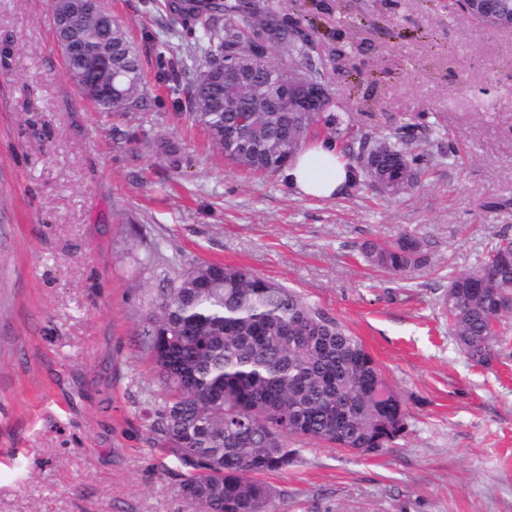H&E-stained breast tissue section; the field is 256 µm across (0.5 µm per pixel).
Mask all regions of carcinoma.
<instances>
[{"label":"carcinoma","mask_w":512,"mask_h":512,"mask_svg":"<svg viewBox=\"0 0 512 512\" xmlns=\"http://www.w3.org/2000/svg\"><path fill=\"white\" fill-rule=\"evenodd\" d=\"M69 30L56 40L112 53V69L93 75L84 96L100 112H128L143 103L140 53L112 12L73 0ZM172 22L200 31L213 45L196 67L185 111L206 132L213 151L241 170L274 173L298 154L321 114L337 107L324 92L315 112L255 108L258 84L241 81L224 98V67L243 57L268 63L272 84L301 69L325 85L312 63L314 39L301 23L265 22L247 0H165ZM120 92L98 98L92 86ZM347 156L361 188L382 199L414 191L429 143L350 133ZM365 260L403 272L423 260L421 242L366 241ZM512 238L502 236L474 271L453 277L445 301L451 334L480 365L497 360L503 335L490 324L512 316ZM152 363L158 395L144 419L161 449L186 470L180 492L191 512H277L276 490L259 476L284 473L297 461L293 437L361 453L390 447L406 429L399 394L375 359L345 327L298 292L247 268L198 263L163 289L138 331Z\"/></svg>","instance_id":"obj_1"}]
</instances>
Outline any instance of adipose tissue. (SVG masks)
I'll return each mask as SVG.
<instances>
[{
	"mask_svg": "<svg viewBox=\"0 0 512 512\" xmlns=\"http://www.w3.org/2000/svg\"><path fill=\"white\" fill-rule=\"evenodd\" d=\"M282 178L299 196L329 200L353 186L357 174L334 143L319 141L289 162Z\"/></svg>",
	"mask_w": 512,
	"mask_h": 512,
	"instance_id": "1",
	"label": "adipose tissue"
}]
</instances>
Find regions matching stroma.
<instances>
[{
    "instance_id": "stroma-1",
    "label": "stroma",
    "mask_w": 512,
    "mask_h": 512,
    "mask_svg": "<svg viewBox=\"0 0 512 512\" xmlns=\"http://www.w3.org/2000/svg\"><path fill=\"white\" fill-rule=\"evenodd\" d=\"M312 28L352 129L429 136L419 187L329 201L212 153L177 107L210 46L155 0H105L141 54L145 99L97 111L64 73L47 0H0V512H188L183 470L142 409L137 343L198 262L246 266L348 328L405 401L406 432L359 454L316 441L268 476L280 512H512V327L497 362L458 348L442 297L512 235V35L439 0H255ZM411 233L424 264L367 265Z\"/></svg>"
}]
</instances>
